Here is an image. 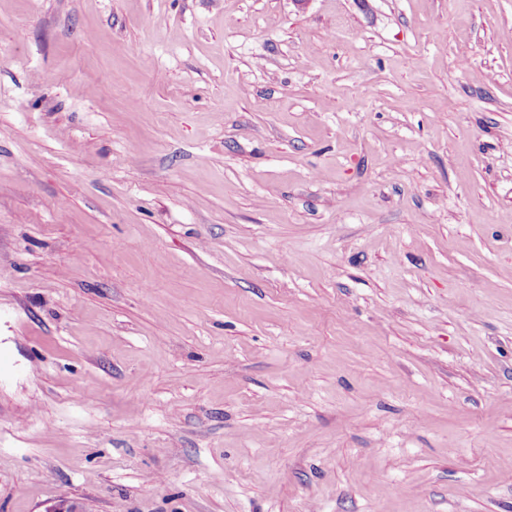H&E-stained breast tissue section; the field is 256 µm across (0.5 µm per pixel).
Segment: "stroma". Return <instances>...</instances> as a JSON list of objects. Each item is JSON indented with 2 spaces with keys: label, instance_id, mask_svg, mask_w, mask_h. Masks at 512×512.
Returning <instances> with one entry per match:
<instances>
[{
  "label": "stroma",
  "instance_id": "1",
  "mask_svg": "<svg viewBox=\"0 0 512 512\" xmlns=\"http://www.w3.org/2000/svg\"><path fill=\"white\" fill-rule=\"evenodd\" d=\"M0 352V512H512V0H0Z\"/></svg>",
  "mask_w": 512,
  "mask_h": 512
}]
</instances>
